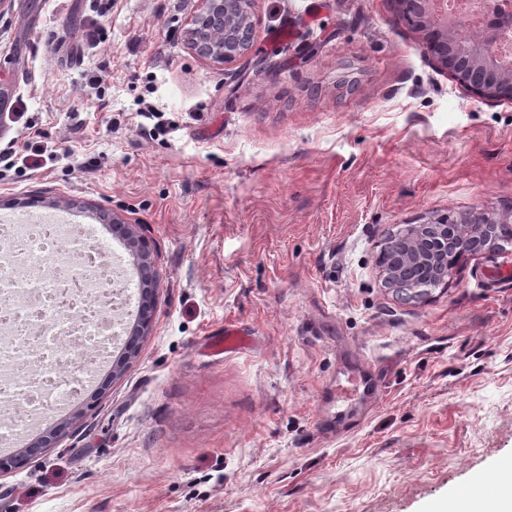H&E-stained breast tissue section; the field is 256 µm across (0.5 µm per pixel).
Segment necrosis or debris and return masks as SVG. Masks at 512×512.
I'll list each match as a JSON object with an SVG mask.
<instances>
[{"label":"necrosis or debris","instance_id":"4bbe7bcc","mask_svg":"<svg viewBox=\"0 0 512 512\" xmlns=\"http://www.w3.org/2000/svg\"><path fill=\"white\" fill-rule=\"evenodd\" d=\"M0 250V292L20 307L0 312V425L10 444L48 408L81 395L119 334L112 312L131 304L121 275L102 278L94 249L78 224L9 227Z\"/></svg>","mask_w":512,"mask_h":512}]
</instances>
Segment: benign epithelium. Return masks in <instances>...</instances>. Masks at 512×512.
<instances>
[{
	"instance_id": "7a95c632",
	"label": "benign epithelium",
	"mask_w": 512,
	"mask_h": 512,
	"mask_svg": "<svg viewBox=\"0 0 512 512\" xmlns=\"http://www.w3.org/2000/svg\"><path fill=\"white\" fill-rule=\"evenodd\" d=\"M200 11L185 30L189 48L199 58L224 66L248 59L254 44L253 0H200ZM439 0H396V18L410 19L432 58L452 79L485 100H512V65L503 64L495 48L503 38L498 27L481 18L442 11ZM114 231L126 239L127 248L144 271L141 293L148 300L131 332L127 358L112 363V378L121 377L134 359L141 339L148 335L159 288L153 272L152 250L146 229L112 215ZM512 231V210L506 214L470 212L458 223L445 220L406 224L391 239L395 257L382 265L385 285L408 298L420 299L429 289L447 287L452 268L448 254L509 253L501 238ZM84 409L73 408L63 423L48 427L38 441L23 445L0 458V471L37 455L56 443L76 425Z\"/></svg>"
}]
</instances>
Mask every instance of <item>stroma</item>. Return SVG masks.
Returning a JSON list of instances; mask_svg holds the SVG:
<instances>
[{"label": "stroma", "instance_id": "35a3bbf8", "mask_svg": "<svg viewBox=\"0 0 512 512\" xmlns=\"http://www.w3.org/2000/svg\"><path fill=\"white\" fill-rule=\"evenodd\" d=\"M253 0L229 66L200 0H6L0 217L70 214L103 272L144 225L159 291L121 379L0 475V512H448L512 463V254L465 256L420 301L384 288L389 234L512 208V101L441 70L392 0ZM247 344L214 356L212 337ZM362 378L336 403V386ZM185 30L199 58L224 66L247 60L254 44L253 0H200Z\"/></svg>", "mask_w": 512, "mask_h": 512}]
</instances>
